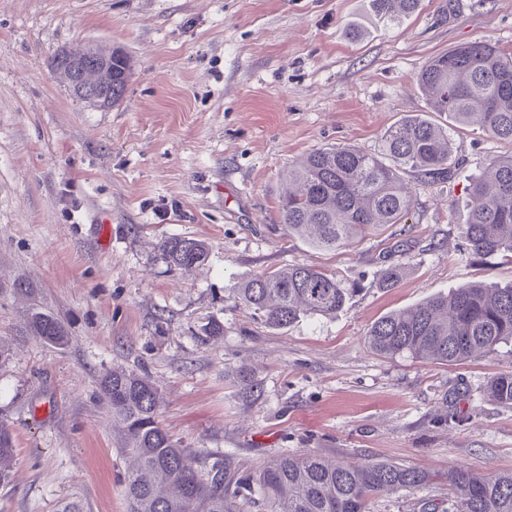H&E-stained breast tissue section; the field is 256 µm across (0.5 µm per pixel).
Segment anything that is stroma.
I'll return each mask as SVG.
<instances>
[{
    "mask_svg": "<svg viewBox=\"0 0 512 512\" xmlns=\"http://www.w3.org/2000/svg\"><path fill=\"white\" fill-rule=\"evenodd\" d=\"M369 2L0 0V421L16 444L0 512H130L132 460L98 394L117 367L157 388L163 427L198 462L228 455L253 472L306 450L428 472L371 512L447 505L458 465L512 468V406L486 393L512 371V343L447 366L364 342L391 311L472 281L512 285V261L471 256L463 233L469 183L512 143L439 114L458 164L439 184L408 176L405 223L323 251L279 219L296 159L380 152L388 127L427 111L417 75L431 57L477 39L512 52V0H421L391 25ZM78 44L129 55L119 105H89L52 71ZM173 236L205 241V260L161 262ZM294 264L335 273L344 307L280 329L235 307L244 282ZM392 265L397 287H380ZM36 307L64 344L32 331Z\"/></svg>",
    "mask_w": 512,
    "mask_h": 512,
    "instance_id": "obj_1",
    "label": "stroma"
}]
</instances>
